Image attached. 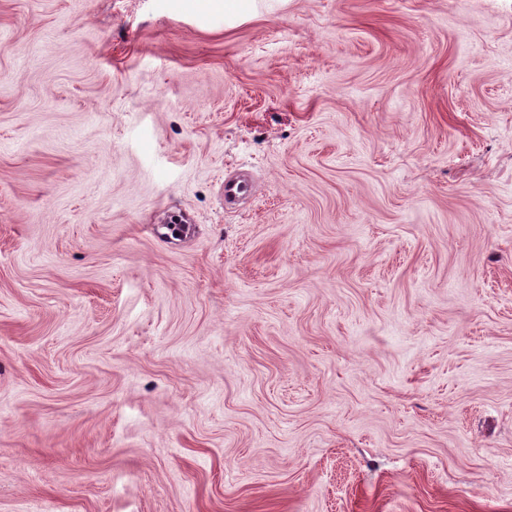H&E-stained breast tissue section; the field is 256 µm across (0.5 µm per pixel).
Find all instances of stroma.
Returning a JSON list of instances; mask_svg holds the SVG:
<instances>
[{
  "mask_svg": "<svg viewBox=\"0 0 512 512\" xmlns=\"http://www.w3.org/2000/svg\"><path fill=\"white\" fill-rule=\"evenodd\" d=\"M0 512H512V0H0Z\"/></svg>",
  "mask_w": 512,
  "mask_h": 512,
  "instance_id": "stroma-1",
  "label": "stroma"
}]
</instances>
